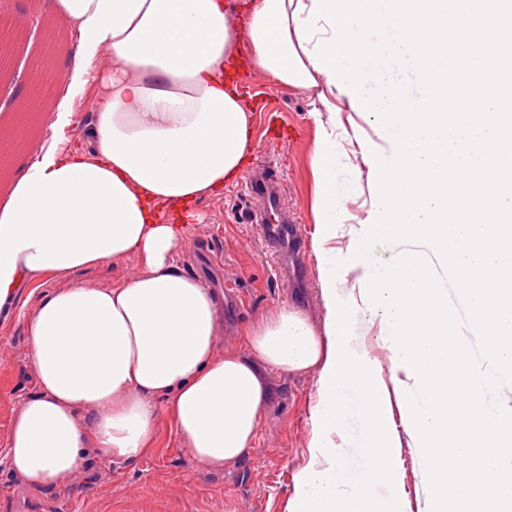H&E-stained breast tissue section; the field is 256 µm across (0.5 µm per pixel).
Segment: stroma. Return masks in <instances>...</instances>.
<instances>
[{"instance_id": "obj_1", "label": "stroma", "mask_w": 512, "mask_h": 512, "mask_svg": "<svg viewBox=\"0 0 512 512\" xmlns=\"http://www.w3.org/2000/svg\"><path fill=\"white\" fill-rule=\"evenodd\" d=\"M27 2L0 0V32L13 46L6 64L0 66V125L11 120L32 89L38 76L35 60L52 56L59 64L67 62L66 35L47 43L38 28H13ZM241 73L247 91L242 98L244 107L256 103L276 107L289 123L285 139L256 130L249 146L279 171L284 186L282 205L297 220L303 235L301 257L307 278L294 288L278 278L261 227L247 221L257 202L242 180L226 183L220 195L200 201L198 208L206 220L187 225L185 247L176 254L175 263L191 276L200 252L211 251L225 278L241 290L244 302L236 323L222 328L216 338L221 355L250 354L249 333L284 308L302 312L317 328L326 318L316 255L319 227L312 213V158L318 136L310 112L313 93L282 85L247 67ZM342 163L350 176L349 218L337 225L329 245L344 261L376 187L359 150L347 153ZM37 299V293L22 289L15 310L0 314V512H297L294 485L311 461L318 374H284L260 360L255 366L270 385L266 409L249 448L222 470L196 463L173 426L161 417L156 422L157 450L138 461L91 456L85 471L63 488L32 487L15 476L5 457L10 422L14 410L36 388L21 314ZM382 317L378 306L355 312L364 352L385 369L389 344L380 334Z\"/></svg>"}]
</instances>
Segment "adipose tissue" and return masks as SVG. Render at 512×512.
I'll return each instance as SVG.
<instances>
[{"instance_id": "obj_1", "label": "adipose tissue", "mask_w": 512, "mask_h": 512, "mask_svg": "<svg viewBox=\"0 0 512 512\" xmlns=\"http://www.w3.org/2000/svg\"><path fill=\"white\" fill-rule=\"evenodd\" d=\"M72 41L58 75L64 95L0 195V308L48 280L26 318L35 393L16 409L6 442L12 471L64 487L89 453L133 462L157 447L164 416L198 464L237 461L254 439L268 384L260 358L288 374L322 370L327 334L295 310L252 332L253 358L218 354V300L174 257L199 201L218 195L247 160L252 116L228 82L241 36L253 69L314 90L335 141L348 95L315 70L292 14L312 0H44ZM94 93L87 148L70 146L77 101ZM134 256L138 272L94 287L76 271Z\"/></svg>"}]
</instances>
